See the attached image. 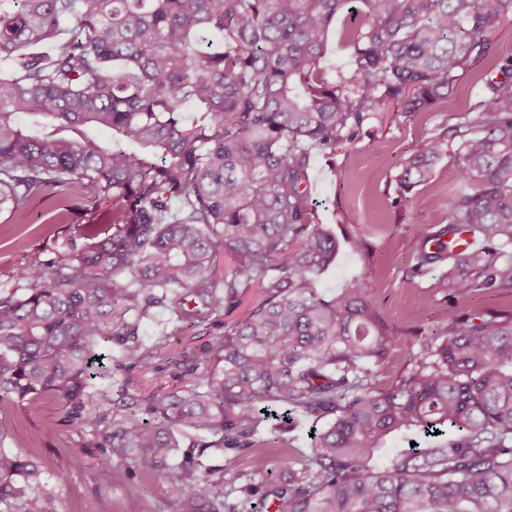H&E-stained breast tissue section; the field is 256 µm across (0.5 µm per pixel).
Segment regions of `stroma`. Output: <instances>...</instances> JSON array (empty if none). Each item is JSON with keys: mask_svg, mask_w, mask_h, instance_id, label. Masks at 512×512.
I'll return each mask as SVG.
<instances>
[{"mask_svg": "<svg viewBox=\"0 0 512 512\" xmlns=\"http://www.w3.org/2000/svg\"><path fill=\"white\" fill-rule=\"evenodd\" d=\"M351 13H343L330 32L321 66L328 80L346 70L351 54L345 29ZM488 58L471 64L459 76L447 103L434 112L404 114L386 107L363 127L355 144L333 155H315L310 171L311 196L317 217L339 242L334 261L317 277L321 291L333 294L351 280L364 278L371 300L383 312L389 359L386 379L407 370L403 349L415 337L447 327L467 313H488L512 305V292L479 290L466 296L444 291L435 269L412 271L411 256L422 226L439 225L444 218L441 202L458 188L456 140L432 181L416 188L406 201L396 199V179L406 159L424 145L439 126H454L459 113L476 108L482 99V81L491 61L512 56V19L490 36ZM109 203L74 193L63 213L53 212L43 195L31 197L25 224H15L8 211H0V291L17 288L22 267L53 259L74 240L83 225L101 224ZM361 239L362 248L351 245ZM200 328L170 337L166 349L141 363L112 369L113 387L128 386L143 403L179 385V361L213 337ZM14 427L1 445L41 461L45 485L56 498L60 512H191L171 478L146 473L129 460L113 458L102 468L101 439L78 420L70 419L63 404L36 397L14 407Z\"/></svg>", "mask_w": 512, "mask_h": 512, "instance_id": "35a3bbf8", "label": "stroma"}]
</instances>
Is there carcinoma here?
<instances>
[{
    "mask_svg": "<svg viewBox=\"0 0 512 512\" xmlns=\"http://www.w3.org/2000/svg\"><path fill=\"white\" fill-rule=\"evenodd\" d=\"M353 1L350 70L329 82L327 34ZM509 16L512 0H0V55L15 61L0 77V210L22 224L33 195L77 188L112 206L86 243L0 291V411L58 398L111 453L206 504L196 512H252L258 494L274 512H512V311L416 337L406 374L381 383L389 349L364 281L316 286L338 241L310 187L313 152L355 143L379 106L448 102ZM491 70L454 126L462 185L413 254L416 273L448 262L437 287L459 295L512 289V58ZM444 141L406 160L398 198L429 183ZM462 224L482 249L425 248ZM252 287L247 315L221 321ZM163 310L176 321L154 351L224 333L182 360L177 389L113 404L96 349L144 360ZM268 404L326 427L285 474L256 450L209 499L201 457L259 444ZM418 435L423 448L388 447ZM0 512H59L40 461L0 448Z\"/></svg>",
    "mask_w": 512,
    "mask_h": 512,
    "instance_id": "obj_1",
    "label": "carcinoma"
}]
</instances>
